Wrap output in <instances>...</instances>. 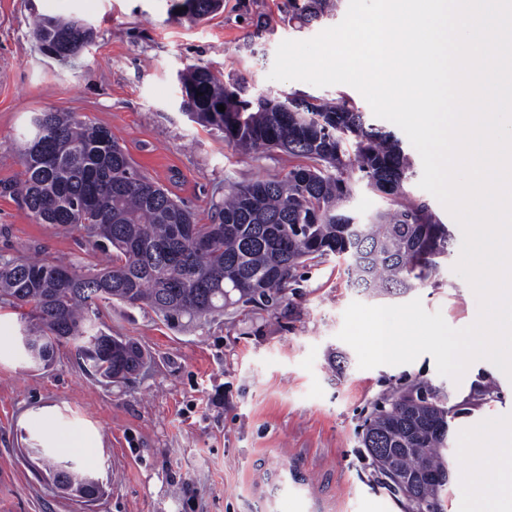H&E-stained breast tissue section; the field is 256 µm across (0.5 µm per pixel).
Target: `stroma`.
Listing matches in <instances>:
<instances>
[{
	"mask_svg": "<svg viewBox=\"0 0 512 512\" xmlns=\"http://www.w3.org/2000/svg\"><path fill=\"white\" fill-rule=\"evenodd\" d=\"M178 0H0V253L39 256L89 268L103 264L82 230L36 223L15 194L23 178L21 139L31 113L75 112L110 129L130 157L191 209L201 224L232 183L273 178L294 160L286 152L239 156L223 133L188 119L178 75L209 67L222 82L245 79L250 96L272 90L324 99L346 96L369 111L353 87L272 81L278 45L306 40L339 24L333 16L297 27L288 0H224L199 23L179 20ZM69 16L95 28L79 54L59 60L32 36L38 16ZM403 148L416 175L407 197L429 205L453 234L436 277L400 296H371L347 282L346 263L329 256L299 269L285 299L227 307L203 320L167 321L147 307L112 303L101 320L113 335L136 341L147 360L129 380L105 384L84 369L75 349L60 348L53 364L30 369L15 338L18 316L0 304V512H266L263 472L290 461L313 479L326 512H405L376 476L361 442L362 425L379 398L423 383L445 405H467L450 423L449 472L466 469L460 438L512 424V379L491 362L468 367L461 381L441 376L433 357L403 365L358 366L338 339L355 301L400 305L421 300L449 326L475 322L479 303L454 266L462 230L419 186L421 158ZM224 408L207 405L216 390ZM90 430L91 455H67L84 474L108 477L106 492L84 504L46 476L36 454L50 431Z\"/></svg>",
	"mask_w": 512,
	"mask_h": 512,
	"instance_id": "obj_1",
	"label": "stroma"
}]
</instances>
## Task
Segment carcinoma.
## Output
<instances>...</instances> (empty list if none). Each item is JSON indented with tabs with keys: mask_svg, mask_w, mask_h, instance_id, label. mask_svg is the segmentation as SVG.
<instances>
[{
	"mask_svg": "<svg viewBox=\"0 0 512 512\" xmlns=\"http://www.w3.org/2000/svg\"><path fill=\"white\" fill-rule=\"evenodd\" d=\"M339 0H288L289 20L304 26L330 16ZM221 0H183L178 15L208 18ZM33 36L44 52L61 43L68 59L93 41L76 19L42 17ZM187 116L224 133L235 149H280L299 164L275 179L234 183L211 223L143 173L112 132L75 112L31 113L23 149L22 201L39 224L82 229L89 248L110 254L99 269L76 272L57 261L0 254V303L18 311L25 336L45 367L66 345L87 369L112 383L134 373L140 349L97 326L103 303L144 305L165 317L199 318L224 310L232 296L279 304L300 267L333 254L347 259L351 286L388 295L428 282L448 256L452 236L429 207L404 195L413 169L401 140L366 123L342 96L310 102L284 99L292 112L245 99L240 81L221 83L199 65L179 75ZM227 106L220 112L219 105ZM358 171L387 206L363 223L346 209L354 188L344 173ZM437 393L415 386L377 402L363 445L384 483L406 501V512H442L448 484L449 419Z\"/></svg>",
	"mask_w": 512,
	"mask_h": 512,
	"instance_id": "carcinoma-1",
	"label": "carcinoma"
}]
</instances>
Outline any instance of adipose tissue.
<instances>
[{
	"label": "adipose tissue",
	"mask_w": 512,
	"mask_h": 512,
	"mask_svg": "<svg viewBox=\"0 0 512 512\" xmlns=\"http://www.w3.org/2000/svg\"><path fill=\"white\" fill-rule=\"evenodd\" d=\"M462 446L472 465L456 480L469 491L470 512H512V427L465 436Z\"/></svg>",
	"instance_id": "adipose-tissue-1"
}]
</instances>
